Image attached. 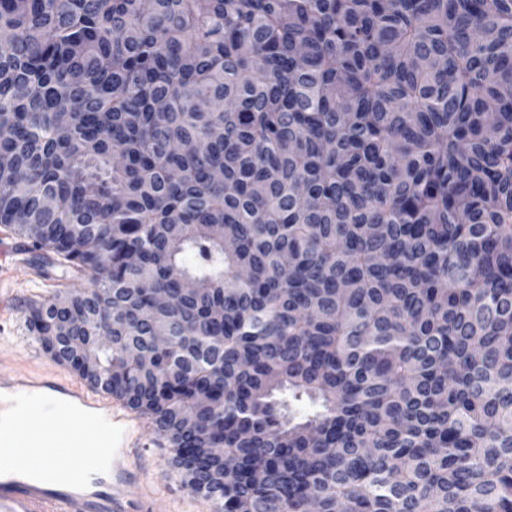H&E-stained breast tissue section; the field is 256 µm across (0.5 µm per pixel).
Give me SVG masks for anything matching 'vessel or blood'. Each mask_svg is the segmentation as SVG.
Segmentation results:
<instances>
[{"instance_id":"b4317fda","label":"vessel or blood","mask_w":512,"mask_h":512,"mask_svg":"<svg viewBox=\"0 0 512 512\" xmlns=\"http://www.w3.org/2000/svg\"><path fill=\"white\" fill-rule=\"evenodd\" d=\"M95 419L111 436L110 460L66 483L43 478L37 469L0 477V512H149L141 489L139 459L145 448L140 422L128 410L95 398L78 383L43 376H17L0 384V458L53 455L69 469L78 445L59 429L70 413Z\"/></svg>"}]
</instances>
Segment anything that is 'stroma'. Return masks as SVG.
I'll list each match as a JSON object with an SVG mask.
<instances>
[{"label": "stroma", "instance_id": "obj_1", "mask_svg": "<svg viewBox=\"0 0 512 512\" xmlns=\"http://www.w3.org/2000/svg\"><path fill=\"white\" fill-rule=\"evenodd\" d=\"M0 238L8 250L0 253V383L18 375L46 374L73 379L66 365L53 361L28 330L29 314L34 307L51 299L57 292L88 287L80 274L59 267H48L9 229L0 225ZM147 447L141 466L157 490L152 512H209L207 499L184 495L175 498L182 483L171 465L172 451L156 434L151 423H144Z\"/></svg>", "mask_w": 512, "mask_h": 512}]
</instances>
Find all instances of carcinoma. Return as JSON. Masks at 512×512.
<instances>
[{"mask_svg": "<svg viewBox=\"0 0 512 512\" xmlns=\"http://www.w3.org/2000/svg\"><path fill=\"white\" fill-rule=\"evenodd\" d=\"M0 224L215 512H512V0H0Z\"/></svg>", "mask_w": 512, "mask_h": 512, "instance_id": "obj_1", "label": "carcinoma"}]
</instances>
